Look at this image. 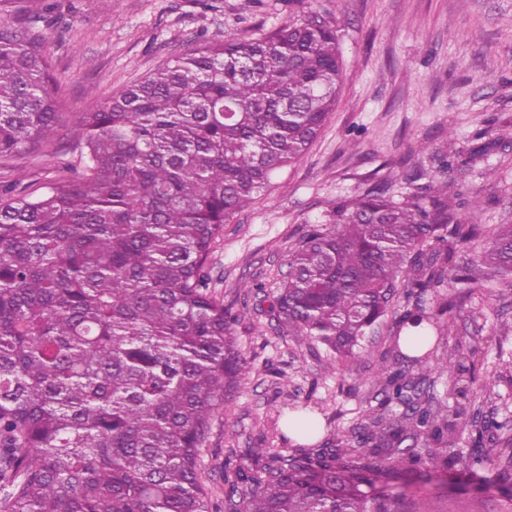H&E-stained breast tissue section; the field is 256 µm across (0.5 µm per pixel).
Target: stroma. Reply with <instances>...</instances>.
Returning a JSON list of instances; mask_svg holds the SVG:
<instances>
[{
	"label": "stroma",
	"mask_w": 512,
	"mask_h": 512,
	"mask_svg": "<svg viewBox=\"0 0 512 512\" xmlns=\"http://www.w3.org/2000/svg\"><path fill=\"white\" fill-rule=\"evenodd\" d=\"M61 99L59 136L50 147L0 160V184H47L63 164L81 165L71 129L81 112L119 95L168 60L209 39H251L310 11L340 21L344 80L336 107L308 152L278 173L269 191L226 224L206 269L211 292L239 314L236 327L249 373L215 413L201 451L200 476L211 512H224L226 462L260 465L282 454L356 444L370 415L383 409L388 376L407 371L386 318L355 360L326 368V354L288 333L269 302L289 271L291 253L338 200L379 182L404 191L403 174L419 147L456 134L461 149L512 129V0H42ZM464 194L480 193L481 227L512 224V147L478 162ZM260 283L246 294L241 282ZM456 327L435 330L430 367L462 361V380L433 372L431 406L459 409L451 452L494 449L490 471L451 467L413 485L426 512H512V286L481 278L457 300ZM316 414L323 433L298 445L283 429L289 413ZM499 430H481L485 416Z\"/></svg>",
	"instance_id": "35a3bbf8"
}]
</instances>
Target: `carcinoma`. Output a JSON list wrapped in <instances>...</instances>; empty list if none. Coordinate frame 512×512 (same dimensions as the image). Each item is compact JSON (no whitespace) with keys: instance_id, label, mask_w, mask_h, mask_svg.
<instances>
[{"instance_id":"obj_1","label":"carcinoma","mask_w":512,"mask_h":512,"mask_svg":"<svg viewBox=\"0 0 512 512\" xmlns=\"http://www.w3.org/2000/svg\"><path fill=\"white\" fill-rule=\"evenodd\" d=\"M27 16L0 23V159L54 141L59 100L45 40ZM343 83L339 22L318 11L251 40H211L171 58L77 121L83 166L22 194L0 195V512H209L200 453L217 410L249 369L238 315L204 282L224 224L298 162L323 130ZM501 134L460 151H420L408 193L379 182L336 203L291 254L270 312L354 360L395 312L396 336L424 348L451 328L453 303L485 272L512 278V224L490 231L478 260L456 264L480 228L456 217L447 174L489 155ZM415 380L431 374L411 359ZM388 379L364 442L389 434L395 478L428 460L401 444L437 442L447 416ZM371 450L324 448L231 469V512H423L406 494L375 493ZM473 476L484 455L458 457Z\"/></svg>"}]
</instances>
